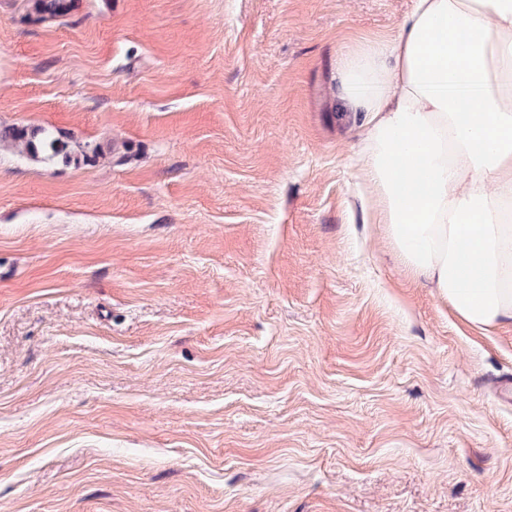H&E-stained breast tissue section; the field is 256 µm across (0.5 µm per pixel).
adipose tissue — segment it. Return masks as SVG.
I'll list each match as a JSON object with an SVG mask.
<instances>
[{
	"label": "adipose tissue",
	"instance_id": "ef3b65f1",
	"mask_svg": "<svg viewBox=\"0 0 512 512\" xmlns=\"http://www.w3.org/2000/svg\"><path fill=\"white\" fill-rule=\"evenodd\" d=\"M336 85L370 223L465 324L512 323V0H412L337 55Z\"/></svg>",
	"mask_w": 512,
	"mask_h": 512
}]
</instances>
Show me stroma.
Segmentation results:
<instances>
[{
    "label": "stroma",
    "mask_w": 512,
    "mask_h": 512,
    "mask_svg": "<svg viewBox=\"0 0 512 512\" xmlns=\"http://www.w3.org/2000/svg\"><path fill=\"white\" fill-rule=\"evenodd\" d=\"M0 0V512H512V324L350 189L336 52L410 0ZM70 0H33L32 14L35 22H52L72 11ZM0 143L43 162L88 163L96 159L100 146L89 142L66 141L45 128L3 127Z\"/></svg>",
    "instance_id": "1"
}]
</instances>
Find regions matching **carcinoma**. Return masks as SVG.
I'll return each instance as SVG.
<instances>
[{
	"label": "carcinoma",
	"instance_id": "carcinoma-1",
	"mask_svg": "<svg viewBox=\"0 0 512 512\" xmlns=\"http://www.w3.org/2000/svg\"><path fill=\"white\" fill-rule=\"evenodd\" d=\"M72 6L67 0H33L36 22H52L68 15ZM0 143L13 146L20 153L43 162L88 163L96 159L100 147L89 142L66 141L45 128L3 127Z\"/></svg>",
	"mask_w": 512,
	"mask_h": 512
}]
</instances>
